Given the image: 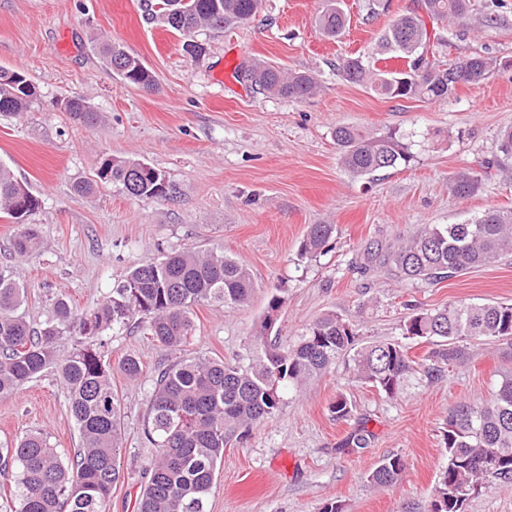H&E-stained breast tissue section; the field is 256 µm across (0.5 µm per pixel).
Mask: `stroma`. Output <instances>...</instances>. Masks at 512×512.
Returning a JSON list of instances; mask_svg holds the SVG:
<instances>
[{
	"label": "stroma",
	"instance_id": "stroma-1",
	"mask_svg": "<svg viewBox=\"0 0 512 512\" xmlns=\"http://www.w3.org/2000/svg\"><path fill=\"white\" fill-rule=\"evenodd\" d=\"M386 2L376 10L372 0H343L350 23L330 39L315 25L324 0H261L244 23L196 32L203 52L193 56L183 36L149 19L145 0H0V66L24 70L40 91L30 111L0 115V163L40 201L27 218L40 239L32 255L14 253L19 226L0 215V265L25 285L27 319L42 323L61 295L77 311L96 309L130 269L174 249H223L255 282L246 305L195 307V330L182 352L134 327L112 333L106 352L121 404L123 476L108 512H134L144 483L152 454L143 435L146 398L157 367L179 354L244 362L271 294L282 298L271 332L279 347L294 344L316 318L337 313L358 324L361 342L398 343L417 367L389 396L338 359L290 393L280 413L227 445L209 512H320L330 500L344 512H428L448 462L443 430L450 410L486 398L512 368V358L479 341L465 363L430 374L431 343L404 330L415 309L461 299L512 303V252L434 284L399 280L364 260L370 243L393 247L427 224L512 209V170L487 169L500 131L512 127V0H496V25L464 37L437 27L449 39L448 61H499L486 80L459 85L446 101L389 99L338 73L341 56H377L392 22L413 6ZM104 40L154 72L156 90L113 75L98 48ZM258 60L311 74L316 93L293 100L258 90L241 72ZM72 96L85 98L102 122L87 127L61 112L57 100ZM343 124L412 136L413 157L352 177L333 137ZM105 156L152 165L164 174L168 196L139 199L115 185L78 196L75 183L93 178ZM461 172L480 179L466 197L452 190ZM312 224L335 225L336 240L326 254L307 259L299 249ZM129 354L143 364L135 385L120 368ZM340 394L353 406L344 420L330 411ZM359 428L370 434L364 449L348 443ZM36 429L62 456L78 446L67 390L56 376L0 399V447ZM392 455L404 460L401 479L373 485L369 473Z\"/></svg>",
	"mask_w": 512,
	"mask_h": 512
}]
</instances>
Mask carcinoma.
Here are the masks:
<instances>
[{
	"mask_svg": "<svg viewBox=\"0 0 512 512\" xmlns=\"http://www.w3.org/2000/svg\"><path fill=\"white\" fill-rule=\"evenodd\" d=\"M172 0H157L153 18L183 36L199 28L223 29L249 20L259 0H185L183 10L171 11ZM476 4L471 0H415V7L399 16L382 39L384 51L407 62L398 72H378L376 61L346 55L339 61L342 77L351 84H368L390 98L447 100L461 84L484 81L493 60L481 55L454 63L437 57L427 22L465 25ZM324 35L335 38L348 25L340 0L317 17ZM100 51L112 72L126 82L152 91L157 82L141 60L116 43ZM249 80L272 95L304 99L313 94L315 79L305 72H285L265 62L246 70ZM39 93L18 68L0 67V115L28 111ZM87 126L100 114L81 97H70L65 108ZM334 140L341 166L354 177L395 167L411 158L408 138L395 130L369 133L354 125H339ZM512 163V129L498 137L497 164ZM143 162L104 157L95 178L75 185L79 195L109 184L136 198H160L170 192L165 176L155 168L143 173ZM478 180L459 175L453 190L469 196ZM40 207L39 200L0 164V212L20 220ZM336 237V225L312 224L300 245V255L316 258L326 253ZM39 248L32 225L23 226L13 240L14 252L24 257ZM512 250V210H489L466 224H427L405 242L381 253V264L405 281L440 282L471 268L494 263ZM254 279L238 258L222 250L197 252L175 249L160 259L131 269L112 288L106 301L81 314L69 299H56L52 314L32 325L21 307L26 289L13 271L0 265V399L13 395L28 382L53 373L66 386L70 415L80 444L72 461H65L42 431L19 437L0 454V469H15L14 495L7 512H106L112 488L121 479L118 451L122 448L121 405L112 390V367L104 354L108 331L120 330L139 318L144 334L177 349L193 331L194 308L205 302L228 308L250 301ZM281 297H271L261 331L254 338L255 353L243 365L222 359H180L159 370L147 398L144 439L155 449L149 459L150 476L144 484L137 512H208V496L224 448L238 431L249 432L277 414L286 394L321 376L336 359L349 357L356 378L392 396L416 367L399 344L358 343L357 324L326 314L309 324L287 349L267 344L265 335L275 324ZM406 335L431 341V357L453 366L468 358L474 340L512 348V304L458 301L433 311L418 312L405 322ZM68 338L73 351L61 357L59 341ZM121 369L131 382L142 374V363L127 356ZM448 464L434 489L430 512H462L464 502L492 476L512 482V372L507 371L489 398L460 402L443 432ZM405 470L399 456H388L369 474L377 486L394 485Z\"/></svg>",
	"mask_w": 512,
	"mask_h": 512,
	"instance_id": "obj_1",
	"label": "carcinoma"
}]
</instances>
